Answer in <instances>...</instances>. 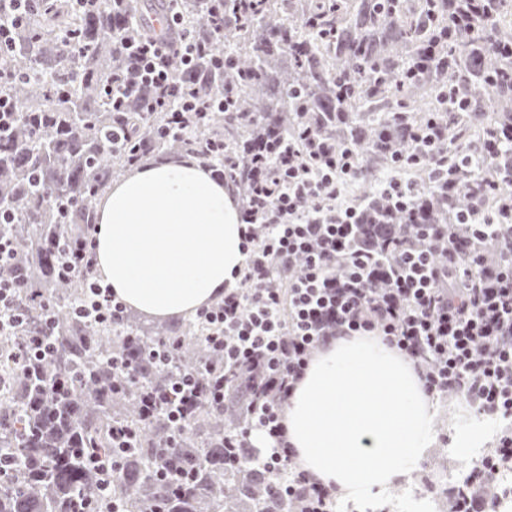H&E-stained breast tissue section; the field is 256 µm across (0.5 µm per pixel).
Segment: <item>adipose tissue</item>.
<instances>
[{
  "label": "adipose tissue",
  "instance_id": "obj_1",
  "mask_svg": "<svg viewBox=\"0 0 512 512\" xmlns=\"http://www.w3.org/2000/svg\"><path fill=\"white\" fill-rule=\"evenodd\" d=\"M244 229L223 181L195 159L148 163L99 203L96 268L132 310L188 316L237 287ZM436 415L409 359L378 337L351 336L315 355L285 424L299 465L362 503L411 481L435 443Z\"/></svg>",
  "mask_w": 512,
  "mask_h": 512
}]
</instances>
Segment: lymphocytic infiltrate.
<instances>
[{"label":"lymphocytic infiltrate","instance_id":"f902f5d3","mask_svg":"<svg viewBox=\"0 0 512 512\" xmlns=\"http://www.w3.org/2000/svg\"><path fill=\"white\" fill-rule=\"evenodd\" d=\"M121 67L112 91L145 95L144 112L168 114L159 135L186 133L194 102L173 78L190 69L195 47L186 36L133 34L122 38ZM408 151L392 158L378 197L402 235L368 239L367 203L341 204L359 179L356 145L336 144L306 123L296 131L257 138L249 151L224 143V179H247L236 199L251 249L237 288L201 309L218 335L224 364L249 374L253 396L241 432L270 441L252 462L284 477L292 512H334L336 498L297 468L284 439L285 406L314 355L340 336L382 337L415 362L426 393L460 398L478 413L502 419L491 448L463 477L446 512H470L477 493L494 503L503 491L500 469L512 465V190L502 191L480 164L459 155L448 139V110L427 113L408 129ZM425 171L447 185L470 172L471 203L456 215L465 237L447 225L422 224L423 189L407 179ZM74 269L89 273L92 305L120 317L126 307L96 273L93 249L76 245Z\"/></svg>","mask_w":512,"mask_h":512}]
</instances>
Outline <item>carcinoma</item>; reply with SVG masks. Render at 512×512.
I'll return each instance as SVG.
<instances>
[{
	"label": "carcinoma",
	"instance_id": "carcinoma-1",
	"mask_svg": "<svg viewBox=\"0 0 512 512\" xmlns=\"http://www.w3.org/2000/svg\"><path fill=\"white\" fill-rule=\"evenodd\" d=\"M454 0H264L246 30L216 39L195 4H181V27L209 45L196 70L213 105L224 85L237 83L240 111L251 118L249 136L283 133L309 110L321 114L323 131L336 143L362 149L364 176L373 177L405 150L407 124L422 108L389 109L407 88L423 90L429 108L443 86L462 102L448 117L449 138L472 154L479 141L467 130L492 119L512 126V56L497 46L512 42L502 18L512 0H490L482 18L454 29ZM0 51V101L15 102L0 123V234L14 239L17 256L0 267V279L17 284L22 326L0 335V512H288L278 477L253 464L245 449L224 448V435L244 426L250 388L236 373L225 408L200 405L185 427L161 402L145 420L142 399L163 393L171 381L201 375L220 362L208 344L210 325L201 317L157 325L134 315L121 326L99 323L74 308L86 302L80 276L59 266L71 239L96 223V203L125 158L112 156V52L114 30L151 33L137 3L125 14L107 6L91 11L84 0H27ZM448 35V58L421 77L405 69L418 47ZM129 138L158 154L202 151L204 162L224 170L223 136L237 126L221 114L190 112V133L154 141L141 124L140 102L126 105ZM485 170L512 187V169L499 158ZM427 219L445 220L439 190L427 189ZM136 366L132 383L117 372ZM125 428L130 444L115 448L112 431ZM240 458L225 466L229 455ZM112 479V495L101 493Z\"/></svg>",
	"mask_w": 512,
	"mask_h": 512
}]
</instances>
